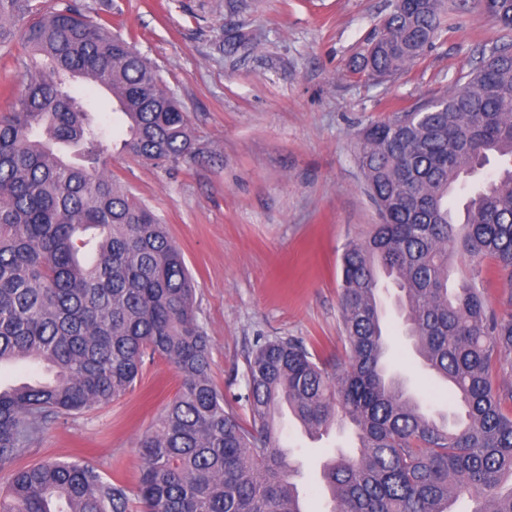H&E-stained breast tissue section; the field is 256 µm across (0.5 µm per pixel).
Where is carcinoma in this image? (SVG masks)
Instances as JSON below:
<instances>
[{"label": "carcinoma", "instance_id": "carcinoma-1", "mask_svg": "<svg viewBox=\"0 0 512 512\" xmlns=\"http://www.w3.org/2000/svg\"><path fill=\"white\" fill-rule=\"evenodd\" d=\"M468 0H395L365 70L387 79L437 39ZM485 13L512 33V0ZM24 53L0 114V366L28 364L46 380L0 387V512H304L296 469L272 423L282 405L312 435L350 425L357 454L327 459L331 512H512V315L483 288L485 259L512 282V38L483 46L453 88L364 128L356 151L381 223L341 256L347 368L298 337L257 336L246 356L241 417L210 377L209 340L184 255L157 215L112 178L104 152L155 164L192 147L191 123L159 69L109 23L70 0H0V46ZM253 49L236 25L224 56ZM112 96L114 126L74 84ZM509 163L473 185L491 159ZM468 188L462 209L448 199ZM471 265L448 288L457 256ZM400 292L402 325L423 367L461 408L455 424L423 412L388 373L377 272ZM177 370L174 398L138 443L134 487L89 460L15 466L72 413L135 387L145 360Z\"/></svg>", "mask_w": 512, "mask_h": 512}]
</instances>
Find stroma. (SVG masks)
Wrapping results in <instances>:
<instances>
[{
	"instance_id": "stroma-1",
	"label": "stroma",
	"mask_w": 512,
	"mask_h": 512,
	"mask_svg": "<svg viewBox=\"0 0 512 512\" xmlns=\"http://www.w3.org/2000/svg\"><path fill=\"white\" fill-rule=\"evenodd\" d=\"M78 2L160 67L190 116L192 149L179 162L157 166L111 145L106 163L184 254L215 386L228 399L244 392L245 356L259 334L298 336L321 358L345 361L340 256L380 221L355 162L358 136L446 93L502 30L470 0L431 49L379 83L362 70V57L392 0H253L233 17L224 0ZM234 23L257 46L228 59L220 45ZM396 295L392 287L381 292L394 366L430 413L452 414L402 331ZM178 387L170 363L148 362L131 392L58 423L19 463L84 456L135 482L137 443ZM278 428L302 465L305 512H330L321 466L335 449L352 451L353 439L309 435L286 412Z\"/></svg>"
}]
</instances>
